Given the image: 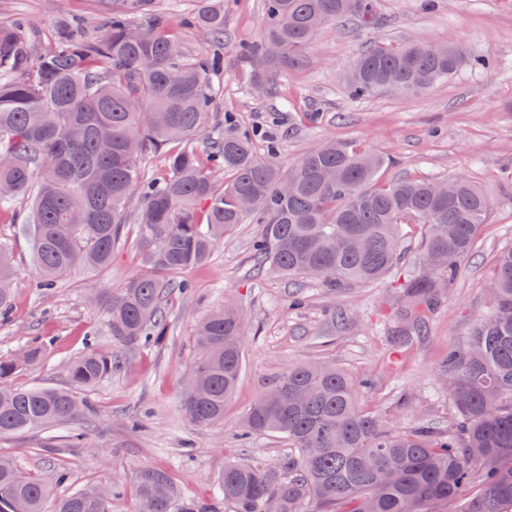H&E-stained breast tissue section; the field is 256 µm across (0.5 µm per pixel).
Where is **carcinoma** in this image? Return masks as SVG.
Masks as SVG:
<instances>
[{"mask_svg":"<svg viewBox=\"0 0 512 512\" xmlns=\"http://www.w3.org/2000/svg\"><path fill=\"white\" fill-rule=\"evenodd\" d=\"M108 24L94 40L63 30L54 49L30 50L22 24L0 23V209L27 199L20 230L51 291L78 267L104 269L124 237L127 208L140 197L136 248L141 269L122 287L96 291L112 340L158 344L168 333L169 295L192 290L184 274L205 265L247 215L262 232L255 260L264 276L371 282L398 261L406 229L425 227V271L407 281L399 346L420 332L469 255L489 204L464 176L447 180L384 179L383 156L351 141H328L282 172L277 150L255 155L251 136L234 128L213 133L206 158L193 150L210 127L209 78L224 70L218 54L185 59L182 43L164 31L154 0H108ZM259 42L242 45L256 83L270 70L298 66L329 26L377 24L376 0H267ZM148 18L134 26L132 15ZM186 24L224 38V0H199ZM459 48L376 41L353 58L348 87L355 98L382 92L416 96L468 63ZM166 154V174L143 183L150 152ZM11 247L0 241V317L13 301ZM247 323L227 300L195 328L202 356L196 385L179 407L197 426L224 420L244 365ZM50 341L17 357H0V435L85 420L93 406L81 394L114 371L119 359L92 346L66 365L71 388L13 387L23 365L40 362ZM450 381L457 420L446 435L400 430L363 411L359 386L333 365L299 363L285 371L247 412L241 437L278 434L296 454L275 461L224 463L213 499L230 512H512V247L497 259L492 307L463 346L438 369ZM113 484L62 495L0 458V512H109ZM136 512H215L182 498L164 470L146 468L137 481Z\"/></svg>","mask_w":512,"mask_h":512,"instance_id":"1","label":"carcinoma"}]
</instances>
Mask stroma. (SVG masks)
Returning <instances> with one entry per match:
<instances>
[{
    "instance_id": "obj_1",
    "label": "stroma",
    "mask_w": 512,
    "mask_h": 512,
    "mask_svg": "<svg viewBox=\"0 0 512 512\" xmlns=\"http://www.w3.org/2000/svg\"><path fill=\"white\" fill-rule=\"evenodd\" d=\"M196 4L154 0L155 12L192 58L214 51L202 34L182 25ZM376 11L380 21L374 27L354 23L325 30L308 50L304 68L280 72L260 90L239 47L261 38L266 2L224 0V72L211 80L213 112L249 132L258 157L266 156L268 146L277 147L285 167L323 140H346L389 158L386 178L443 180L462 174L482 190L491 204L487 222L411 345L395 350L391 340L401 322V286L419 270L422 239L416 226L404 238L400 263L385 278L336 286L310 276L288 280L258 274L252 242L261 227L244 218L210 262L191 272L192 294L168 302L170 333L164 342L136 349L113 342L88 302L92 289L122 287L139 271L132 245H118L108 268L76 270L59 288L39 293L18 218L0 211V238L10 242L17 271L11 315L0 321V355L15 354L38 339L50 342L43 360L22 366L13 384L69 387L64 365L89 339L126 364L88 393L96 413L87 444L66 445L61 452L68 457L72 487L106 481L122 486L110 512H134L138 475L145 468L167 471L180 496L208 499L225 462L293 454L287 438L259 435L245 446L239 434L256 398L300 361L336 365L355 381L371 379L359 402L390 425L444 432L454 421L456 409L437 369L488 312L496 256L512 247V0H441L431 12L422 11L418 0H376ZM108 16L105 0H0V21L26 25L38 51L53 45L55 24H76L92 36ZM376 39L444 43L472 57H489L493 64L463 67L416 97L353 98L346 71ZM309 112L320 113V121L307 123ZM228 295L248 321L243 375L223 422L197 427L178 408L180 387L201 356L196 323ZM134 418L144 421L136 432L130 428ZM187 440L192 449L186 453ZM52 443L49 432L40 429L0 436V455L12 456L21 471L52 485L58 465Z\"/></svg>"
}]
</instances>
